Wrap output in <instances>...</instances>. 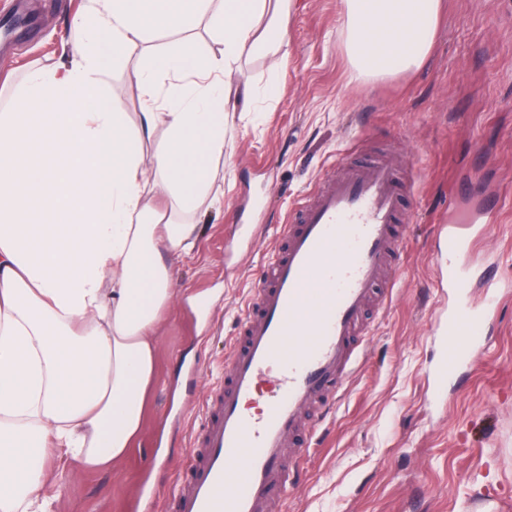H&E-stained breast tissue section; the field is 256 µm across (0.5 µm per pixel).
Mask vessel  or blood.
<instances>
[{
	"label": "vessel or blood",
	"instance_id": "vessel-or-blood-1",
	"mask_svg": "<svg viewBox=\"0 0 512 512\" xmlns=\"http://www.w3.org/2000/svg\"><path fill=\"white\" fill-rule=\"evenodd\" d=\"M403 197L401 166L365 156L325 175L284 217L225 360L224 389L211 395L193 440L175 512H269L285 492L303 455L295 437L333 407L363 351L355 338L366 311L392 297L410 222ZM470 230L449 225L448 255L462 250ZM481 320L467 306L449 319L443 373L467 356ZM272 370L267 411L252 416L259 378Z\"/></svg>",
	"mask_w": 512,
	"mask_h": 512
}]
</instances>
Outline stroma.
Segmentation results:
<instances>
[{
    "label": "stroma",
    "mask_w": 512,
    "mask_h": 512,
    "mask_svg": "<svg viewBox=\"0 0 512 512\" xmlns=\"http://www.w3.org/2000/svg\"><path fill=\"white\" fill-rule=\"evenodd\" d=\"M90 4L28 0L32 23L0 45V113L32 70L71 56L69 24ZM339 15L340 0H295L287 61H241L235 82L257 110L232 120L223 200L193 216L144 426L112 469L55 466L56 512H170L277 224L360 140L406 161L413 221L393 300L371 313L365 351L273 512H512V0H445L426 63L375 80L351 67ZM495 196L494 224L442 252L449 221ZM452 267L465 292L449 288ZM463 304L486 313V336L443 384L448 317Z\"/></svg>",
    "instance_id": "1"
}]
</instances>
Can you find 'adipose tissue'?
I'll return each mask as SVG.
<instances>
[{"label": "adipose tissue", "instance_id": "adipose-tissue-1", "mask_svg": "<svg viewBox=\"0 0 512 512\" xmlns=\"http://www.w3.org/2000/svg\"><path fill=\"white\" fill-rule=\"evenodd\" d=\"M294 0H95L70 25L74 54L33 71L0 113V512H52L56 462L91 469L122 461L156 380L155 334L174 299L173 266L197 224L165 219L166 194L187 214L217 198L214 166L229 115L254 109L236 87L242 58L289 55L283 23ZM358 76L421 67L442 0H341ZM208 19L223 48L196 50L187 33ZM167 35L166 43L153 39ZM151 45L135 73L139 128L103 84L109 62ZM178 77L159 103V74ZM164 136L153 174L141 148Z\"/></svg>", "mask_w": 512, "mask_h": 512}]
</instances>
